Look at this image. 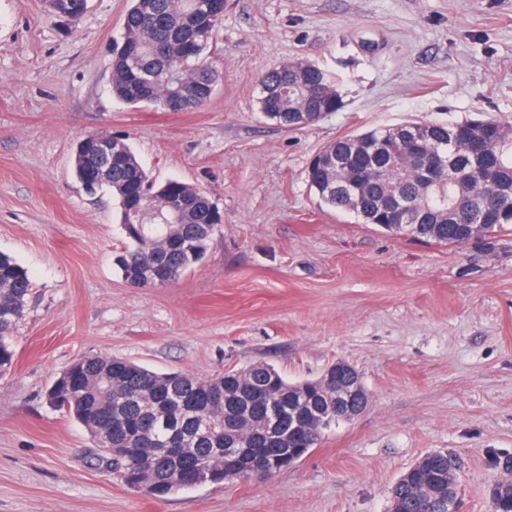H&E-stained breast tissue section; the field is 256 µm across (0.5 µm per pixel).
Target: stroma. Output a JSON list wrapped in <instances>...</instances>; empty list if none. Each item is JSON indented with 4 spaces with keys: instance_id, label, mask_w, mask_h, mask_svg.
<instances>
[{
    "instance_id": "1",
    "label": "stroma",
    "mask_w": 512,
    "mask_h": 512,
    "mask_svg": "<svg viewBox=\"0 0 512 512\" xmlns=\"http://www.w3.org/2000/svg\"><path fill=\"white\" fill-rule=\"evenodd\" d=\"M130 6L89 0L70 27L46 0H0V252L32 283L0 376V512H389L390 487L431 451L459 462V512H489L493 457L512 455V234L394 235L325 206L305 173L337 138L409 119L512 124V0H227L214 93L186 112L113 96ZM295 61L332 77L343 105L288 131L257 100L261 77ZM89 133L125 138L153 180L220 211L177 282L124 281L112 193L88 195L73 171ZM98 355L202 377L263 363L291 383L344 361L369 402L266 482L157 500L45 400Z\"/></svg>"
}]
</instances>
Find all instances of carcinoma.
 Returning a JSON list of instances; mask_svg holds the SVG:
<instances>
[{
	"label": "carcinoma",
	"mask_w": 512,
	"mask_h": 512,
	"mask_svg": "<svg viewBox=\"0 0 512 512\" xmlns=\"http://www.w3.org/2000/svg\"><path fill=\"white\" fill-rule=\"evenodd\" d=\"M225 0H133L120 41L113 48L112 92L126 104H147L168 112L189 111L213 94L216 75L206 49L221 23ZM259 112L288 130L294 112L307 125L341 108L332 79L306 62H290L260 80ZM397 126H382L338 138L310 161L307 182L326 206L351 213L364 224L406 235L391 223L393 197L419 207L412 221L416 239L464 245L496 238L512 226L511 126L494 118L452 124L424 123L423 144L413 152L396 146L394 155L376 149L395 139ZM487 140L475 157L466 142ZM335 157L348 171L336 176ZM442 164L440 185L423 180L425 170ZM74 173L95 195L109 189L117 201L126 239L116 265L135 287L177 282L204 257L218 224L213 204L188 183L150 180L130 146L112 156L109 171L91 178L88 156L74 153ZM176 208L180 224L133 221L142 213ZM496 209L492 221L466 224L462 216ZM31 290L27 271L0 254V376L15 364L11 336L22 319ZM325 378L296 385L272 367L253 364L220 375L159 374L133 362L96 356L80 360L54 380L48 403L75 419L90 434L98 459L112 466L131 489L155 498L192 488L200 470L211 483L248 481L253 471L277 473L288 466V449L304 454L317 447L333 423L316 411L325 399ZM244 448L250 466L224 462L216 449ZM458 488L448 480V453L423 455L391 487L390 512H448ZM491 512H512V481L489 489Z\"/></svg>",
	"instance_id": "1"
}]
</instances>
